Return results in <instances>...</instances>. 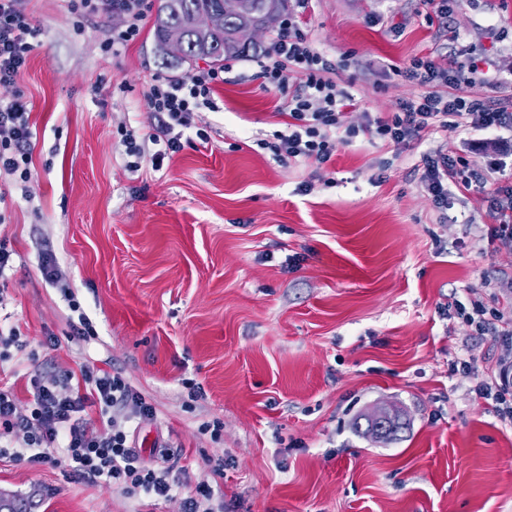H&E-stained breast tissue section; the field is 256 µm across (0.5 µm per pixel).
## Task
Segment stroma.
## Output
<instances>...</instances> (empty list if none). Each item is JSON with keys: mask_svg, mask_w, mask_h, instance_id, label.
<instances>
[{"mask_svg": "<svg viewBox=\"0 0 512 512\" xmlns=\"http://www.w3.org/2000/svg\"><path fill=\"white\" fill-rule=\"evenodd\" d=\"M30 7L43 33L0 87L23 94L34 132L28 193L0 179V239L14 251L0 318L36 351L30 370L120 371L157 410L135 434L141 457L181 453L189 486L223 459V512H512V422L474 392L507 350L448 315L487 283L512 296V255L482 241L478 193L443 213L417 186L423 153L458 134L402 150L356 141L321 167L279 161L259 142L288 116L252 52L231 59L216 109L199 114L209 143L132 172L119 127L149 126L144 82L189 65L158 49L154 18L106 56V19L79 34L63 0ZM302 18L339 63L337 82L378 116L423 92L401 69L447 51L419 0H308ZM455 26L460 45L502 62L496 88L469 95L512 103V0H463ZM47 252L70 296L42 280ZM81 312L95 331L86 342L72 338ZM50 335L58 346L43 350ZM379 402L403 415L394 440L358 426ZM216 419L219 439L200 434ZM0 494L33 512H180L179 499L9 455Z\"/></svg>", "mask_w": 512, "mask_h": 512, "instance_id": "35a3bbf8", "label": "stroma"}]
</instances>
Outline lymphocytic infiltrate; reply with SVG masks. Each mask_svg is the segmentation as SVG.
Listing matches in <instances>:
<instances>
[{
  "label": "lymphocytic infiltrate",
  "instance_id": "f902f5d3",
  "mask_svg": "<svg viewBox=\"0 0 512 512\" xmlns=\"http://www.w3.org/2000/svg\"><path fill=\"white\" fill-rule=\"evenodd\" d=\"M67 13L76 32H84L88 20L119 18L99 43L102 53L115 55L135 42L142 33L153 0H66ZM428 14L448 25V42L454 51L448 59L432 56L414 58L405 70L407 79L424 85L417 99L404 100L395 112L380 117L362 113L355 124L345 117L361 111L354 94L338 86L337 64L326 58L306 31L299 14L282 17L278 31L258 61L262 86L284 97L288 112L287 132H275L262 148L281 161H305L324 166L338 146L363 138L379 139L399 147L420 142L431 131H462L460 146L440 143L422 155L421 190L438 209H446L453 195L471 190L486 191L483 236L495 253L512 254V186H494L500 167L497 162L479 166L469 158L477 142L475 131L495 130L494 151L507 145L512 133V110L483 99L465 95V88L482 82L493 84L488 58L473 57L458 49L460 33L454 28L458 0H422ZM42 30L27 9V0H0V84H13L26 67L34 41ZM224 81L220 67L196 69L181 77L154 76L142 92L145 111L154 122L146 132L120 128L126 167L143 165L161 169L165 159L184 147L185 131H194L201 143H208L207 129L200 125L201 110H215L213 93ZM29 109L22 95L0 100V176L10 177L19 187L31 180L33 131ZM482 301L457 305L456 315L479 333L499 336L512 346V309L495 311L494 322L484 318ZM79 379H43L32 375V399L19 408L11 388L0 386V452L13 453L30 465L68 467L92 483L105 482L125 493L155 500L180 501V512H214L211 502L215 488L206 480L198 482L191 494L177 498L179 477L167 460L149 464L135 447L140 424L153 421L156 409L125 378L97 366L83 365ZM97 408L100 424L88 422L86 409ZM65 448L55 456V448Z\"/></svg>",
  "mask_w": 512,
  "mask_h": 512
}]
</instances>
